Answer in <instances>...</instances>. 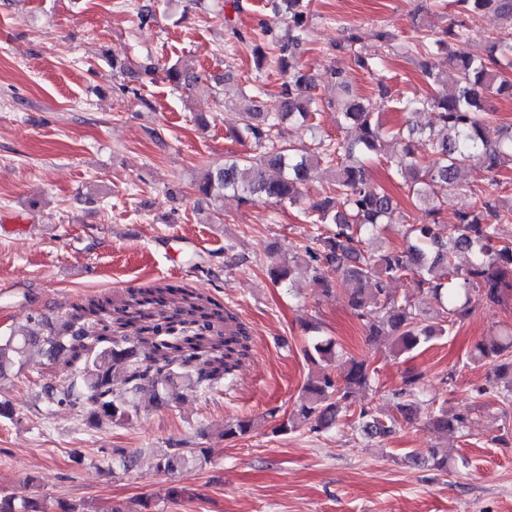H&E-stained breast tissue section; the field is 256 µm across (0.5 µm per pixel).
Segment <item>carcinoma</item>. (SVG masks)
I'll return each instance as SVG.
<instances>
[{
	"instance_id": "cac0c4a2",
	"label": "carcinoma",
	"mask_w": 512,
	"mask_h": 512,
	"mask_svg": "<svg viewBox=\"0 0 512 512\" xmlns=\"http://www.w3.org/2000/svg\"><path fill=\"white\" fill-rule=\"evenodd\" d=\"M454 14L446 27L424 33L416 47L424 54L423 75L431 90L415 94L399 103V111L410 118L399 126L384 127L380 119L382 103L352 94L340 70L330 71V83L343 92L337 100L342 124L356 131L353 139L314 137L315 147L304 148L282 139L284 122L298 123L311 131L316 104L312 95L313 78L298 63V55L308 32V0H270L275 13L286 23L283 35H270L266 44L254 47L258 72L265 70L274 51V63L285 80L275 95L273 108L245 109L239 113L234 131L239 140H252L264 148L257 156H238L210 167L197 182V191L206 197L222 199L233 193L245 204L270 202L298 205L311 224L329 228L312 237L313 245L303 246L306 271L331 291L321 268L336 271V287L348 282L347 302L363 322L369 343L379 338L391 340V352L411 353L424 344L448 335L470 315L463 296L481 293L489 305L512 298V242L504 237V227L512 223V204L495 195L479 197L474 207L458 213L456 223L438 224L441 205L448 197V186L459 181L461 173L476 166L487 173L512 164V126L490 127L483 92L496 89L512 96V0H451ZM491 12L503 22V30L491 39L487 54L448 56V69L433 62L434 54L453 45L470 41L469 21ZM361 37L350 28L336 48L346 51L352 64L364 71L379 69L381 55L362 52ZM165 77L175 87H187L199 79L193 68L174 64ZM432 113L435 122L426 128L413 121ZM427 138L426 157L414 150V142ZM382 156L394 166L404 181L423 224H412V241L402 248L380 253L364 250V236L382 224H391L398 204L385 191L370 187L367 171L372 160ZM331 170L325 196L306 200L305 189L312 173ZM469 255L468 265L460 267L457 255ZM299 254L281 260L271 268L274 281L291 276ZM407 279L420 293H427L441 308L429 316L409 298L399 299L391 291L394 281ZM161 299V308L141 310V303H126L110 309L109 300L91 299L66 317L49 320L38 314L31 320L48 328L43 336L29 330L0 336V379L36 350L48 360L79 369L78 376L61 385L48 384L43 399L49 406L68 407L84 414L88 422L103 419L126 421L139 411L136 397L151 389V403H165L164 394L172 388L195 391L209 388L232 375L240 357L249 349L250 336L240 323L223 313L212 300L199 305L189 300L193 293L181 287L146 290ZM179 323L187 336H165L161 330ZM310 362L319 367L306 383L294 417L287 420L312 429L336 424L342 410L356 406L353 415L362 430L379 435L395 432L394 418L378 417L372 408L356 399L370 389L374 370L365 358L350 355L342 371L334 376L325 362L337 356L331 340L315 339ZM471 359L489 368V385L504 404L512 405V331L474 345ZM122 376L125 396L113 388V378ZM425 385L423 373L409 369L401 388L394 393L396 410L405 420L416 408V398ZM470 417L439 407L429 414V423L441 433L463 431ZM207 462L204 450L188 447L186 441L169 444L156 466L177 471ZM0 512H48L44 501L17 498L0 492Z\"/></svg>"
}]
</instances>
